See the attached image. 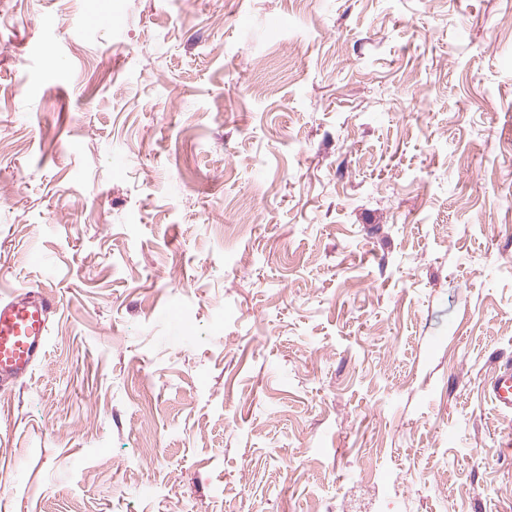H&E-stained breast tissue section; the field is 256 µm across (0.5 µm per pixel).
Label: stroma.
<instances>
[{"label":"stroma","instance_id":"35a3bbf8","mask_svg":"<svg viewBox=\"0 0 512 512\" xmlns=\"http://www.w3.org/2000/svg\"><path fill=\"white\" fill-rule=\"evenodd\" d=\"M0 512H512V0H0ZM43 285L21 287L0 297V388L28 378L46 358L48 323L56 295ZM484 393L496 404L502 415L512 417V363L499 364L483 385Z\"/></svg>","mask_w":512,"mask_h":512}]
</instances>
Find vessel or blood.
Wrapping results in <instances>:
<instances>
[{
    "label": "vessel or blood",
    "instance_id": "1",
    "mask_svg": "<svg viewBox=\"0 0 512 512\" xmlns=\"http://www.w3.org/2000/svg\"><path fill=\"white\" fill-rule=\"evenodd\" d=\"M58 307L56 295L45 286L19 288L0 297V388L28 378L46 357L48 323ZM508 422L503 445L512 446V363L499 364L483 386Z\"/></svg>",
    "mask_w": 512,
    "mask_h": 512
}]
</instances>
